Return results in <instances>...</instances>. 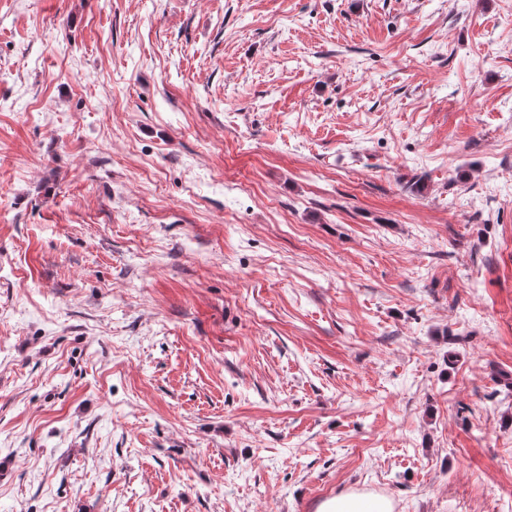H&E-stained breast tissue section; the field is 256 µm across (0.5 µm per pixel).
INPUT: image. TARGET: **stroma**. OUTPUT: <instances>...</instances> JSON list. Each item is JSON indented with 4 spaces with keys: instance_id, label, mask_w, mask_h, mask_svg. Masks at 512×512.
Here are the masks:
<instances>
[{
    "instance_id": "35a3bbf8",
    "label": "stroma",
    "mask_w": 512,
    "mask_h": 512,
    "mask_svg": "<svg viewBox=\"0 0 512 512\" xmlns=\"http://www.w3.org/2000/svg\"><path fill=\"white\" fill-rule=\"evenodd\" d=\"M512 512V0H0V512ZM319 512H393L391 501L373 493L352 492L326 500Z\"/></svg>"
}]
</instances>
